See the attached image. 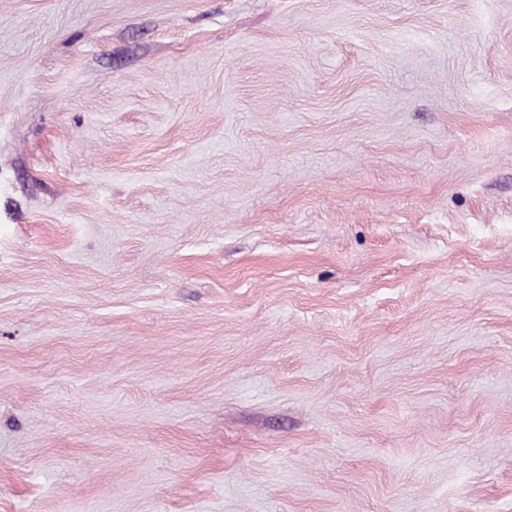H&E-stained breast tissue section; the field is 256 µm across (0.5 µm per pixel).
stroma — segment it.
Returning <instances> with one entry per match:
<instances>
[{
	"label": "stroma",
	"instance_id": "35a3bbf8",
	"mask_svg": "<svg viewBox=\"0 0 512 512\" xmlns=\"http://www.w3.org/2000/svg\"><path fill=\"white\" fill-rule=\"evenodd\" d=\"M0 512H512V0H0Z\"/></svg>",
	"mask_w": 512,
	"mask_h": 512
}]
</instances>
